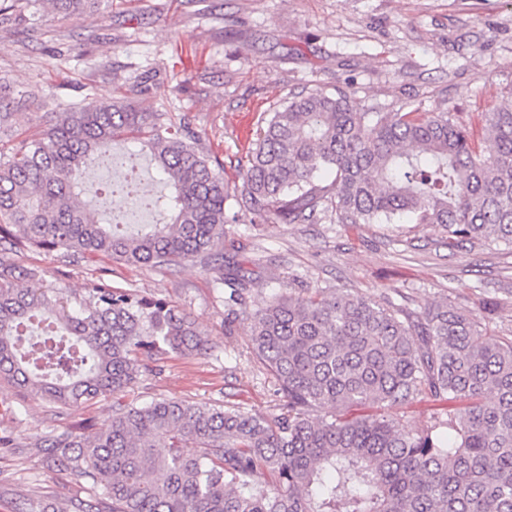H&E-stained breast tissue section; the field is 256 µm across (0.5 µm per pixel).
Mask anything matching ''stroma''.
Returning a JSON list of instances; mask_svg holds the SVG:
<instances>
[{
    "label": "stroma",
    "mask_w": 512,
    "mask_h": 512,
    "mask_svg": "<svg viewBox=\"0 0 512 512\" xmlns=\"http://www.w3.org/2000/svg\"><path fill=\"white\" fill-rule=\"evenodd\" d=\"M35 30L0 21V85L32 88L15 112V132L44 128L52 112L146 69L177 73L159 104L188 117L205 147L237 184V164L271 112L291 93L345 91L354 108L447 112L469 128L481 152L483 117L512 98V0H112L79 17L43 6ZM250 263L251 306L275 291L349 288L412 310L451 300L475 310L487 299L490 323L512 335V248L480 241L449 245L441 229L407 218L384 224L229 221ZM20 263L78 305L103 284L162 298L191 313L208 354H172L144 373L142 400L223 402L257 414L280 413L277 383L252 352L242 322H229L224 291L201 264L133 267L108 257L70 260L32 248ZM112 397L59 407L0 380V512H21L39 496L73 512L96 494L67 470H50L36 438L112 417Z\"/></svg>",
    "instance_id": "obj_1"
}]
</instances>
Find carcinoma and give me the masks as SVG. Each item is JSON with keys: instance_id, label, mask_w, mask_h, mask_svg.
<instances>
[{"instance_id": "1", "label": "carcinoma", "mask_w": 512, "mask_h": 512, "mask_svg": "<svg viewBox=\"0 0 512 512\" xmlns=\"http://www.w3.org/2000/svg\"><path fill=\"white\" fill-rule=\"evenodd\" d=\"M38 0H0V14ZM65 15L109 0H51ZM145 74L111 99L66 104L39 134L13 142L11 111L30 90L0 96V379L61 407L133 389L171 353L208 349L192 316L135 290L95 286L74 308L18 264L25 248L164 267L208 261L240 309L253 352L286 412L220 404L119 402L93 431L36 440L49 469L99 489L108 512H512V337L448 300L422 311L328 288L278 291L249 308L252 278L224 263L226 204L250 223H387L408 213L456 241L512 246V98L485 115L492 151H476L446 112L353 110L346 93L301 91L271 113L230 187L184 117L148 104ZM130 142L136 150L117 153ZM147 155L168 192L139 191ZM123 172L109 195L137 199L156 224H121L91 206L88 171ZM335 174L328 184L320 174ZM417 399L447 418L410 428L381 411ZM332 413L313 418V412Z\"/></svg>"}]
</instances>
